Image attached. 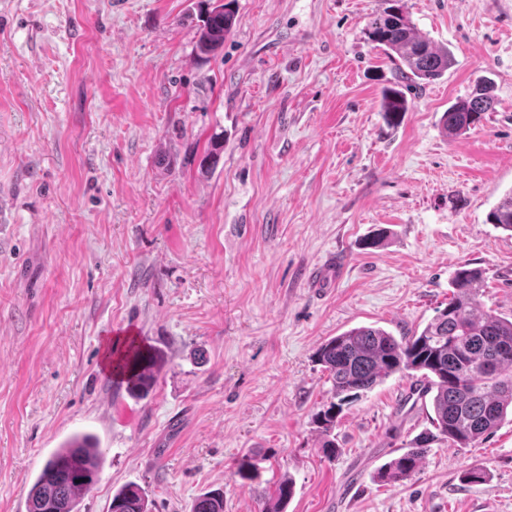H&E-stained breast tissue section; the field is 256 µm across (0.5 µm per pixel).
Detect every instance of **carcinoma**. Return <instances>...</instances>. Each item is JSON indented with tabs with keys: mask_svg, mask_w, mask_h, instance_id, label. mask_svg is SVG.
I'll list each match as a JSON object with an SVG mask.
<instances>
[{
	"mask_svg": "<svg viewBox=\"0 0 512 512\" xmlns=\"http://www.w3.org/2000/svg\"><path fill=\"white\" fill-rule=\"evenodd\" d=\"M235 24L231 4L214 7L203 20L196 43L199 54L209 56L224 45ZM367 39L396 57L398 69L411 80L432 82L453 64L448 48L421 35L410 17L392 5L370 17ZM495 101L494 86L482 82L466 98L448 107L441 117L444 133L464 134L478 123ZM381 109L395 120L408 110L396 91L383 94ZM487 221L512 232V191L488 213ZM452 296L446 307L420 330L399 338L374 326L347 330L324 343L317 362L332 381L331 400L315 416L327 440L326 456L336 454L329 439L344 407L360 400L393 374H421L418 392L432 395L435 431L416 436L406 451L375 469L373 478L385 486L408 480L436 441L454 448H474L512 413V318L484 312L479 295L485 271L464 264L451 281ZM117 368L125 376L126 391L136 399L146 398L155 384L154 363L135 343L117 350ZM102 450L88 433L72 435L55 450L40 469L26 498V512H79L81 497L94 485ZM291 479L282 478L263 501L261 512H286L293 496ZM108 512H151L148 499L137 486L113 493ZM192 512H224V491L199 495Z\"/></svg>",
	"mask_w": 512,
	"mask_h": 512,
	"instance_id": "obj_1",
	"label": "carcinoma"
}]
</instances>
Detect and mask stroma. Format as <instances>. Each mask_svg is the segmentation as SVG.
Segmentation results:
<instances>
[{
	"instance_id": "35a3bbf8",
	"label": "stroma",
	"mask_w": 512,
	"mask_h": 512,
	"mask_svg": "<svg viewBox=\"0 0 512 512\" xmlns=\"http://www.w3.org/2000/svg\"><path fill=\"white\" fill-rule=\"evenodd\" d=\"M217 3L0 0V512H26L77 432L103 451L80 512L127 485L152 512L217 488L224 512H260L283 476L287 512H512L511 421L473 448L432 444L396 486L373 471L433 414L412 378L344 410L334 458L313 421L331 397L321 344L422 328L461 265L486 272L481 308L512 316V233L487 221L512 190V0H402L453 56L430 83L366 39L382 0H236L206 59ZM483 79L493 110L446 137L443 112ZM390 87L410 105L395 127ZM331 255L335 286L312 287ZM129 339L156 363L142 400L105 363ZM472 468L487 482H463ZM235 24V14L230 3L214 7L203 20L196 43L200 55L209 56L224 45V38L229 35Z\"/></svg>"
}]
</instances>
